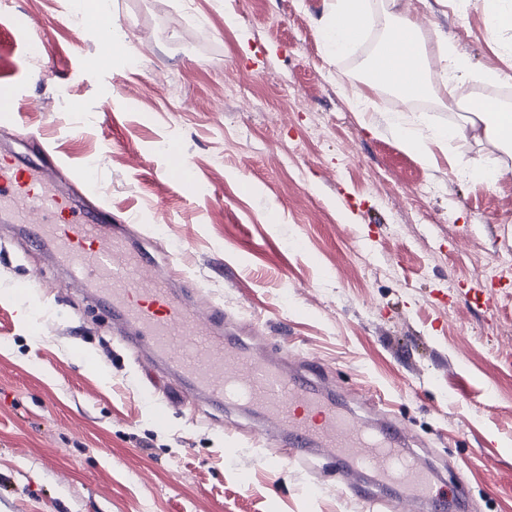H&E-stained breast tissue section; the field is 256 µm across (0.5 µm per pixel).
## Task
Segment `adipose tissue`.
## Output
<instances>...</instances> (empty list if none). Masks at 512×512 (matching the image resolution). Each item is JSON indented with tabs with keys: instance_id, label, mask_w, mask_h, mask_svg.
Wrapping results in <instances>:
<instances>
[{
	"instance_id": "obj_1",
	"label": "adipose tissue",
	"mask_w": 512,
	"mask_h": 512,
	"mask_svg": "<svg viewBox=\"0 0 512 512\" xmlns=\"http://www.w3.org/2000/svg\"><path fill=\"white\" fill-rule=\"evenodd\" d=\"M376 22L364 0H331L329 12L320 20L328 59H340L355 44V29H367ZM382 55L388 62L385 77L369 76L352 87L347 97L355 111H363L370 91L390 87L405 99L431 95L436 87L431 77L429 51L419 24L405 14H385ZM388 129L403 148L422 163L433 160L432 145L471 139L504 149L512 157V108L485 99L470 101L460 122L436 129L422 137L400 118H392Z\"/></svg>"
}]
</instances>
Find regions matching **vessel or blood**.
<instances>
[{
    "instance_id": "obj_1",
    "label": "vessel or blood",
    "mask_w": 512,
    "mask_h": 512,
    "mask_svg": "<svg viewBox=\"0 0 512 512\" xmlns=\"http://www.w3.org/2000/svg\"><path fill=\"white\" fill-rule=\"evenodd\" d=\"M104 58H111L112 20L93 16ZM38 155L26 163L0 156V221L22 223L36 215L35 243H49L70 276L85 281L92 298L106 308L113 322L127 330L126 347L138 356L149 345L157 359L180 379L186 396L249 408L278 430L275 447L265 449L267 462L292 459L305 463L309 452L326 449L336 464L343 491L354 492L352 473L365 471L377 484L399 487L406 501L426 497L435 474L405 450L398 424L358 426L336 409L324 390L279 361L252 352L245 344L225 338L223 303H191L192 289L175 291L166 272L143 277L142 252L130 249L110 224L111 212L102 202L95 168L57 180L63 162L45 134H38ZM174 177L186 187L195 181L188 161L176 144H169ZM95 197L92 208L80 206L75 194Z\"/></svg>"
}]
</instances>
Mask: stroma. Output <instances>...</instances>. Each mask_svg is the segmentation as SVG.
<instances>
[{"label":"stroma","instance_id":"obj_1","mask_svg":"<svg viewBox=\"0 0 512 512\" xmlns=\"http://www.w3.org/2000/svg\"><path fill=\"white\" fill-rule=\"evenodd\" d=\"M398 8L418 16L432 75L440 39L465 56L462 96L512 74V31L491 30L488 0ZM325 9L109 0L117 55L104 77L73 0H7L0 95L20 90L25 110L0 151L33 158L27 135L42 131L62 179L97 166L126 241L175 277L189 261L201 299L223 301L228 335L318 378L359 425L399 423L440 475L434 495L512 512V285L484 307L463 293L512 257V171L490 187L456 173L450 158L504 157L471 140L420 163L386 130L416 103L373 94L363 121L345 94L383 29L328 62ZM108 81L119 92L105 110ZM171 140L193 191L168 173ZM27 281L41 286L34 314L14 298ZM150 373L177 389L151 355L134 362L50 252L0 223V512H431L366 473L341 492L322 448L306 470L265 465L264 423L236 406L191 400L157 421Z\"/></svg>","mask_w":512,"mask_h":512}]
</instances>
